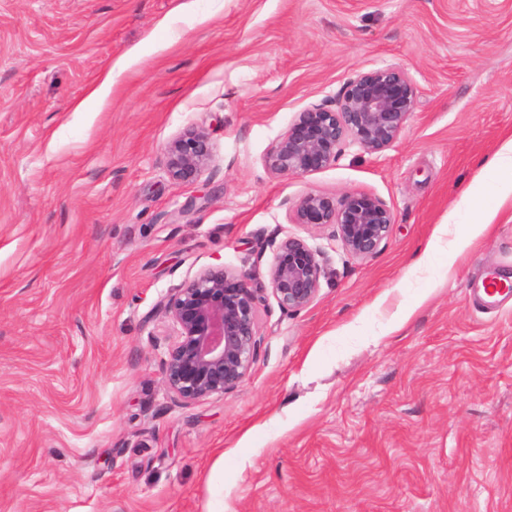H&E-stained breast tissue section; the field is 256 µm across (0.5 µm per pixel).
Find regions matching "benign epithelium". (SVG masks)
Here are the masks:
<instances>
[{"label": "benign epithelium", "mask_w": 512, "mask_h": 512, "mask_svg": "<svg viewBox=\"0 0 512 512\" xmlns=\"http://www.w3.org/2000/svg\"><path fill=\"white\" fill-rule=\"evenodd\" d=\"M418 96L415 79L386 65L348 79L331 104L303 110L264 156L277 175H306L328 168L346 146L378 153L399 137ZM168 174L196 179L212 162L208 132L191 128L166 149ZM291 224L333 225L352 257L375 254L395 224L379 197L348 192L340 199L308 194L288 214ZM328 274L320 254L304 239L287 235L273 243L269 284L224 267L199 272L159 303L156 314L173 328L162 359L164 386L173 401L193 403L235 390L256 360L261 343L259 310L271 291L280 309L297 312L317 297Z\"/></svg>", "instance_id": "benign-epithelium-1"}]
</instances>
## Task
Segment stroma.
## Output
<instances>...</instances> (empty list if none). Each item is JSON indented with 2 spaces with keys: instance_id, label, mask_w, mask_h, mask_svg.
I'll return each mask as SVG.
<instances>
[{
  "instance_id": "1",
  "label": "stroma",
  "mask_w": 512,
  "mask_h": 512,
  "mask_svg": "<svg viewBox=\"0 0 512 512\" xmlns=\"http://www.w3.org/2000/svg\"><path fill=\"white\" fill-rule=\"evenodd\" d=\"M384 65L418 84L392 146L265 168ZM196 126L213 161L173 180ZM509 138L512 0H0V512H512V293L477 299L512 276V212L456 263L434 245L466 233L469 184L496 205L479 161ZM351 191L395 214L372 256L288 221ZM288 234L328 261L316 299H268L238 388L176 404L158 303L210 267L266 275ZM112 88V74L107 72L104 74L99 81L92 85L87 95L78 101L74 106V111L86 112L89 104L105 97ZM168 174L182 181L196 179L212 162L209 134L204 128L188 129L166 149Z\"/></svg>"
}]
</instances>
